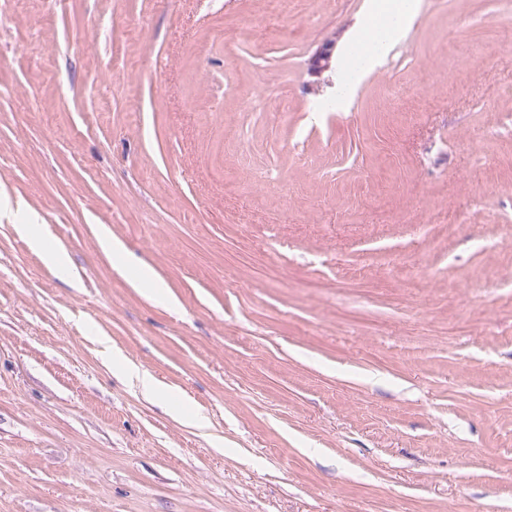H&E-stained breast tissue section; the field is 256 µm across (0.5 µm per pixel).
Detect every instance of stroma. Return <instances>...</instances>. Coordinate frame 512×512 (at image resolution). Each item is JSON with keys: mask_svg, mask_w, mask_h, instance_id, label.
Returning <instances> with one entry per match:
<instances>
[{"mask_svg": "<svg viewBox=\"0 0 512 512\" xmlns=\"http://www.w3.org/2000/svg\"><path fill=\"white\" fill-rule=\"evenodd\" d=\"M381 3L8 0L0 512H512V11L416 0L335 105ZM335 39L325 40L308 60L311 75L320 78L331 67Z\"/></svg>", "mask_w": 512, "mask_h": 512, "instance_id": "obj_1", "label": "stroma"}]
</instances>
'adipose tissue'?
I'll return each instance as SVG.
<instances>
[{
    "instance_id": "ef3b65f1",
    "label": "adipose tissue",
    "mask_w": 512,
    "mask_h": 512,
    "mask_svg": "<svg viewBox=\"0 0 512 512\" xmlns=\"http://www.w3.org/2000/svg\"><path fill=\"white\" fill-rule=\"evenodd\" d=\"M412 6V0H388L382 8L380 21L368 23L362 28L357 38L358 46L364 49L362 64L355 67L354 78L342 84V93H349L355 86V77L363 75L365 68L388 52L394 40L404 31Z\"/></svg>"
}]
</instances>
